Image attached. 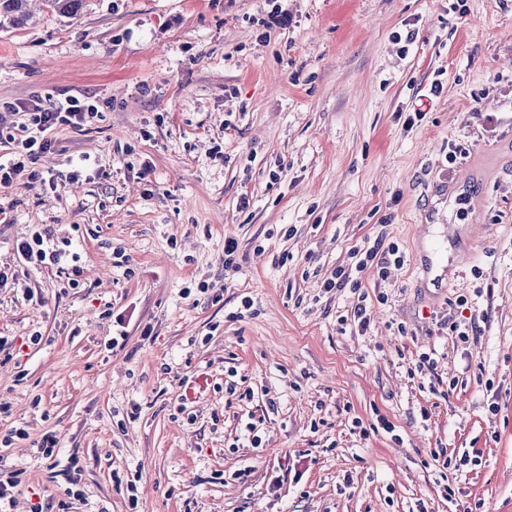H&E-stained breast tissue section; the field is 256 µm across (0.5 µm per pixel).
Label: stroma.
I'll use <instances>...</instances> for the list:
<instances>
[{"label": "stroma", "instance_id": "1", "mask_svg": "<svg viewBox=\"0 0 512 512\" xmlns=\"http://www.w3.org/2000/svg\"><path fill=\"white\" fill-rule=\"evenodd\" d=\"M273 7L39 0L0 31V156L35 96L98 110L5 191L0 266L37 227L79 256L20 272L33 299L0 288V434L28 432L0 449L13 512H512V0ZM443 189L464 250L431 288L419 224ZM376 238L403 267L325 292ZM249 419L262 445L236 447Z\"/></svg>", "mask_w": 512, "mask_h": 512}]
</instances>
